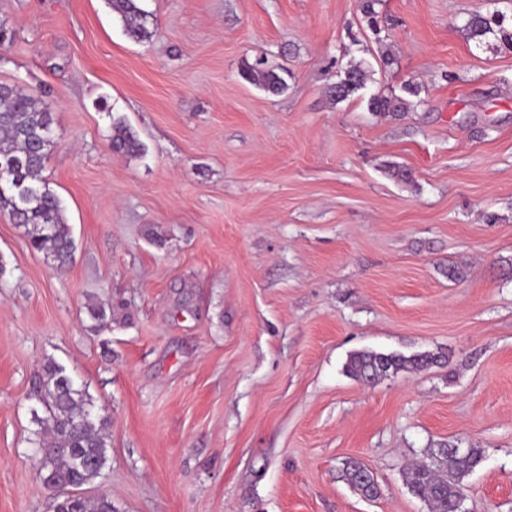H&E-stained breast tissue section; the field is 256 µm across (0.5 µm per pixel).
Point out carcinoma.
<instances>
[{
  "label": "carcinoma",
  "instance_id": "obj_1",
  "mask_svg": "<svg viewBox=\"0 0 512 512\" xmlns=\"http://www.w3.org/2000/svg\"><path fill=\"white\" fill-rule=\"evenodd\" d=\"M109 2L130 39L139 42L156 32V20L140 6V0ZM504 20L500 10L473 12L464 24L465 35L479 46L511 50L512 30L503 27ZM288 77V69L266 64H256L244 73L248 82L273 94L288 88ZM366 79L367 71L359 62L345 71L330 93L336 100H344L361 89ZM368 107L379 115L397 114L411 111L414 102L375 94ZM110 140L112 149L119 153H140L139 141L121 119L113 121ZM56 145L52 113L41 97L18 84L0 82V212L25 229L34 251L61 268L73 260L75 241L63 200L43 175L45 161ZM87 313L93 332L106 329L112 322V315L101 304H88ZM439 361L440 357L430 353L405 357L359 351L350 355L345 370L365 383L374 380L380 365L396 375L425 370ZM40 400L47 416L37 419L40 431L34 441V465L42 485L53 492V512H115L111 494H81L98 484L110 461L108 418L94 411L89 393L76 386L65 368L53 360L43 366ZM428 456L430 461L405 470L404 482L413 495L429 504L430 512H451L463 504V481L482 464L484 450L442 447L429 450ZM344 471L352 487L369 494L371 484L362 479L361 464L350 461Z\"/></svg>",
  "mask_w": 512,
  "mask_h": 512
}]
</instances>
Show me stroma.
Returning <instances> with one entry per match:
<instances>
[{
    "mask_svg": "<svg viewBox=\"0 0 512 512\" xmlns=\"http://www.w3.org/2000/svg\"><path fill=\"white\" fill-rule=\"evenodd\" d=\"M142 5L137 43L108 0H0V81L52 113L77 246L55 269L0 213V512H52L50 359L110 417L116 512H428L403 472L443 445L484 450L467 512H512V52L462 29L492 0H380L378 33L360 0ZM261 56L286 91L243 78ZM408 82L414 110L370 112ZM117 118L140 155L112 150ZM364 349L441 363L369 386L345 372ZM367 76L363 63H356L345 71L344 78L340 82L330 88V93L336 100H344L365 85Z\"/></svg>",
    "mask_w": 512,
    "mask_h": 512,
    "instance_id": "obj_1",
    "label": "stroma"
}]
</instances>
